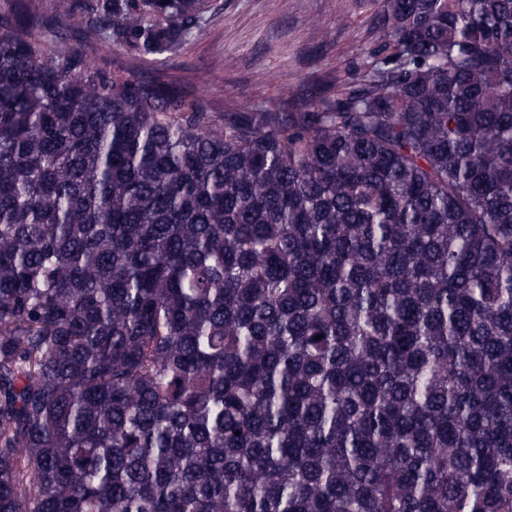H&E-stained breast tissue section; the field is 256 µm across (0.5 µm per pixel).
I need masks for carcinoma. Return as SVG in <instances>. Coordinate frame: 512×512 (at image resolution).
<instances>
[{
  "instance_id": "cac0c4a2",
  "label": "carcinoma",
  "mask_w": 512,
  "mask_h": 512,
  "mask_svg": "<svg viewBox=\"0 0 512 512\" xmlns=\"http://www.w3.org/2000/svg\"><path fill=\"white\" fill-rule=\"evenodd\" d=\"M207 112L0 15V512H512V0H379ZM54 15L178 53L208 0Z\"/></svg>"
}]
</instances>
